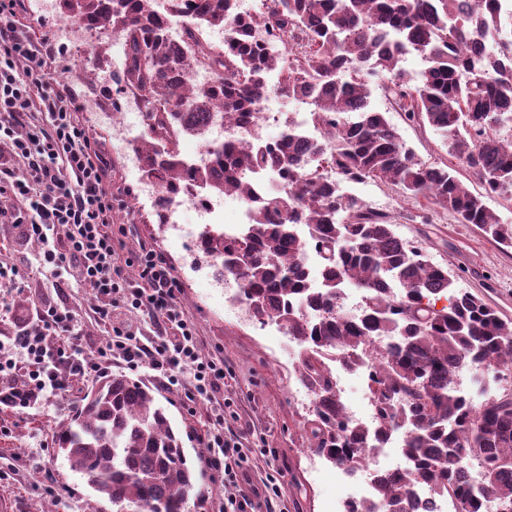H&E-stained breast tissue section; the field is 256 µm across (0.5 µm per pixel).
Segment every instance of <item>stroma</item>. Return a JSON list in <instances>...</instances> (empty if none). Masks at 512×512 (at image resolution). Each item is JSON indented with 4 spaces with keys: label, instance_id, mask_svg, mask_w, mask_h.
Masks as SVG:
<instances>
[{
    "label": "stroma",
    "instance_id": "35a3bbf8",
    "mask_svg": "<svg viewBox=\"0 0 512 512\" xmlns=\"http://www.w3.org/2000/svg\"><path fill=\"white\" fill-rule=\"evenodd\" d=\"M370 87L371 107L387 114L419 158L454 167L471 191H480V184L458 166L429 126L407 122L379 80H371ZM80 118L110 165L112 246L124 282H141L132 262L141 246L167 258L180 288L179 305L199 336L202 358L224 364V389L217 400L230 403L223 413L225 426L246 437L244 451L252 476L271 477L278 485L276 512H336L341 494L338 469L327 462L315 472L307 464L300 423L310 406L295 396L300 386L295 375L298 345L286 333L243 325L225 312L223 294H211L190 267L188 244L166 233L150 206L136 201L132 177L109 130L94 124L90 113H81ZM350 190L371 208L388 213L396 234L448 269L457 288L482 297L503 318L512 320V247L485 236L476 225L458 223L453 214L439 208L430 210L429 223L409 221V214L418 213L420 207L395 186L370 181L351 185ZM55 298L49 282L34 278L23 293L0 290V309H11L23 319ZM67 300L83 345H102L105 329L94 313L98 299L92 288L72 287ZM132 375L158 389L157 399L167 407L189 462L202 468L198 436L215 420L214 402H188L181 388L169 387L147 367L133 370ZM90 388V383L78 380L71 393L47 403L26 409L0 406V500L12 503L14 512H115L111 502L72 471L65 456L53 448L57 431L71 420L79 398Z\"/></svg>",
    "mask_w": 512,
    "mask_h": 512
}]
</instances>
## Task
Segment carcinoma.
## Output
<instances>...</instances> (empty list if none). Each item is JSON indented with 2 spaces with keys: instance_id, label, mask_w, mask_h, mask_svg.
<instances>
[{
  "instance_id": "1",
  "label": "carcinoma",
  "mask_w": 512,
  "mask_h": 512,
  "mask_svg": "<svg viewBox=\"0 0 512 512\" xmlns=\"http://www.w3.org/2000/svg\"><path fill=\"white\" fill-rule=\"evenodd\" d=\"M157 4L62 0L66 19L122 41L119 85L148 113L137 147L144 175H161L168 192L191 185L245 204V230L205 231L200 248L222 261L252 319L277 320L300 346L296 373L313 395L302 421L309 450L359 470L402 433L405 466L348 512H414L425 486L458 512H477L487 499L512 512V320L456 288L450 272L395 234L389 215L343 188L385 182L495 241H512V225L486 203L512 197V134H500L512 131V0H262L250 14L236 0H170L166 15ZM184 15L177 45L169 27ZM206 27L224 30V47L203 40ZM190 50L219 73L210 87L186 89ZM410 54L427 62L415 84L402 66ZM373 75L483 192L466 189L448 166L424 162L369 107ZM271 92L312 105L308 121L324 134L309 142L290 119L275 142L208 146L206 165L190 166L176 152L180 134L204 136L214 103L243 120ZM317 158L336 179L310 168ZM257 175L278 176L287 189L258 201ZM310 256L324 271L318 284L307 275ZM348 288L361 293L356 314L344 308ZM332 359L370 368L374 425L347 415ZM465 368L474 384L467 393L458 383ZM55 442L119 512H185L198 494L154 389L124 373L84 393ZM472 457L482 464L475 482L462 467Z\"/></svg>"
}]
</instances>
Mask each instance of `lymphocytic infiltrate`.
I'll list each match as a JSON object with an SVG mask.
<instances>
[{
  "instance_id": "obj_1",
  "label": "lymphocytic infiltrate",
  "mask_w": 512,
  "mask_h": 512,
  "mask_svg": "<svg viewBox=\"0 0 512 512\" xmlns=\"http://www.w3.org/2000/svg\"><path fill=\"white\" fill-rule=\"evenodd\" d=\"M46 62L20 19L19 0H0V243L11 253L0 265V288L24 290L21 268L51 278L57 299L32 316L9 343L0 342V379L21 380V388L0 387V404L27 408L66 392L65 377L86 378L103 364L148 365L188 399L214 400L224 387V366L199 356V338L177 301L178 285L166 261L144 248L136 256L143 287L122 283L112 248V196L107 169L79 119L84 106L56 82L36 78ZM25 173L17 175L14 163ZM42 251L30 260L29 241ZM91 285L97 313L112 329L105 346L86 353L75 317L62 297L67 288ZM139 310L152 320L156 337L143 341L128 318ZM214 482L229 487L224 512H253L273 504L279 491L271 479L240 489L247 475L241 438L223 426L199 437Z\"/></svg>"
}]
</instances>
